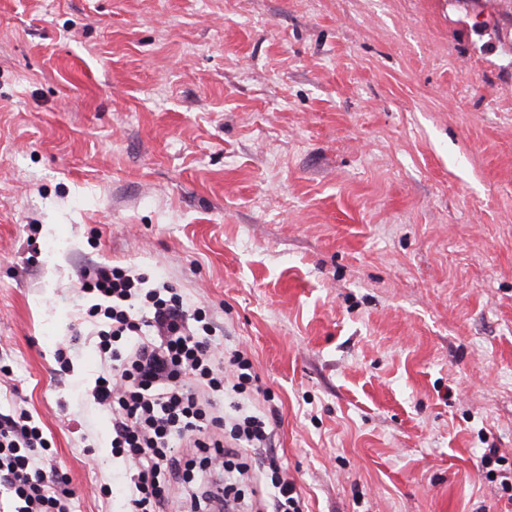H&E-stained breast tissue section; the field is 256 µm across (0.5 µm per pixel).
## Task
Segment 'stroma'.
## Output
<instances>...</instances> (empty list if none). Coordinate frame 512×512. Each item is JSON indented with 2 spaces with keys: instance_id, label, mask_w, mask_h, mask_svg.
Instances as JSON below:
<instances>
[{
  "instance_id": "35a3bbf8",
  "label": "stroma",
  "mask_w": 512,
  "mask_h": 512,
  "mask_svg": "<svg viewBox=\"0 0 512 512\" xmlns=\"http://www.w3.org/2000/svg\"><path fill=\"white\" fill-rule=\"evenodd\" d=\"M96 264L251 360L309 512H512V0H0V413L124 512Z\"/></svg>"
}]
</instances>
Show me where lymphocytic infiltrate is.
I'll use <instances>...</instances> for the list:
<instances>
[{
  "instance_id": "obj_1",
  "label": "lymphocytic infiltrate",
  "mask_w": 512,
  "mask_h": 512,
  "mask_svg": "<svg viewBox=\"0 0 512 512\" xmlns=\"http://www.w3.org/2000/svg\"><path fill=\"white\" fill-rule=\"evenodd\" d=\"M96 294L88 314L99 319L98 349L112 362L92 391L112 416V454L125 464L129 512H166L169 489L184 481L200 454L224 471V505L238 503L240 476L252 474V512H306L305 502L276 458L250 469V453L273 436L268 415L236 407L213 412L206 393L246 394L252 363L235 351L220 360L211 347L216 328H191L183 297L167 283L116 266L86 275ZM48 442L27 411L0 417V488L19 501L16 512H71L73 491L57 470L37 462Z\"/></svg>"
}]
</instances>
